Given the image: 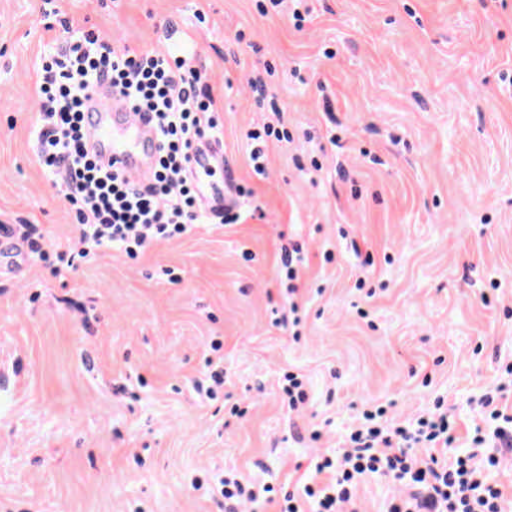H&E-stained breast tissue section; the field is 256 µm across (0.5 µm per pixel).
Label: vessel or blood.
<instances>
[{"mask_svg":"<svg viewBox=\"0 0 512 512\" xmlns=\"http://www.w3.org/2000/svg\"><path fill=\"white\" fill-rule=\"evenodd\" d=\"M94 112L87 126L89 137L105 160L117 161L120 168L135 177L150 174L152 160L146 159L147 146L155 142L153 129L109 94L93 95Z\"/></svg>","mask_w":512,"mask_h":512,"instance_id":"1","label":"vessel or blood"}]
</instances>
